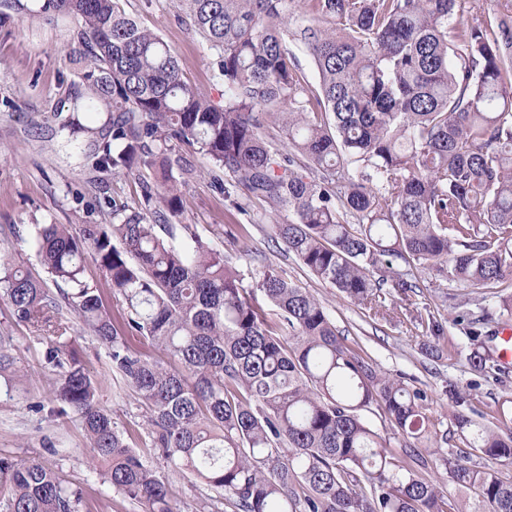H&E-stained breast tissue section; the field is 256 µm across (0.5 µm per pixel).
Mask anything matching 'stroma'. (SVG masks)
Wrapping results in <instances>:
<instances>
[{
    "label": "stroma",
    "mask_w": 512,
    "mask_h": 512,
    "mask_svg": "<svg viewBox=\"0 0 512 512\" xmlns=\"http://www.w3.org/2000/svg\"><path fill=\"white\" fill-rule=\"evenodd\" d=\"M43 0H16L0 16V256L39 281L50 294L58 286L41 264L34 246L38 224H107L112 204L142 210L141 183L153 180L154 171L139 166L125 175L95 170L91 153L106 127L110 113L98 105L94 114H75L76 98L90 93L86 68L78 54L77 19L41 12ZM137 24L159 34L179 60L184 80L214 102L224 100V82L217 55L194 33L181 0H120ZM173 172L186 200L176 217L174 246L199 235L223 251L225 259L252 286L260 271L277 274L305 288L324 304L337 329L377 370L403 375L428 395L429 413L447 431L445 449L456 454L466 446L451 415L464 412L474 419L512 427V378L497 380L474 373L467 361L472 342L457 325L455 304L469 299L489 309L494 321L484 342L498 349V331L512 316L500 309L501 297L512 294V282L497 288H467L431 269L415 270L417 287L409 304L387 297L389 321L370 319L362 306L341 297L314 277L283 246L272 242L268 227L291 220L289 212L276 213L264 202L244 200L236 210L214 181L201 154L182 145L171 154ZM440 324L433 335L425 317ZM81 356L103 377L101 402L120 428L132 430V447L161 474L170 475L181 512H198L208 491L190 477L170 474L152 448L147 410L120 377L110 371L107 349L74 322ZM0 332L13 338L26 375L14 381L11 394L0 395V454L16 457L48 455L64 479L83 489V512H141L138 504L114 492L90 467L89 444L81 420L74 415L53 420L33 411L48 402L56 375L47 365L45 347L34 340L24 324L16 322L9 306L0 301ZM444 346L442 358L429 357L426 346Z\"/></svg>",
    "instance_id": "stroma-1"
}]
</instances>
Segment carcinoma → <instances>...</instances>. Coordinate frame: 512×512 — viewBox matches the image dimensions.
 I'll use <instances>...</instances> for the list:
<instances>
[{
	"mask_svg": "<svg viewBox=\"0 0 512 512\" xmlns=\"http://www.w3.org/2000/svg\"><path fill=\"white\" fill-rule=\"evenodd\" d=\"M217 54L224 104L182 79L177 57L119 0H47L80 22L90 62L83 108L112 107L96 169H156L142 185L153 220L112 203L110 224H38L42 265L64 284L49 295L1 257L0 300L46 345L58 372L56 411L84 426L93 467L141 512H178L169 478L127 442L101 405V383L75 350L63 308L108 350L148 409L152 447L177 474L216 491L235 512H512V428L457 412L469 455L444 453L427 392L376 370L349 347L312 294L261 271L243 286L224 252L198 235L177 249L169 217L184 210L170 154L194 147L247 199L286 209L270 225L319 280L385 316L384 285L409 297L393 269L434 267L472 288L512 281V0L469 19L470 0H183ZM294 44L310 58V85ZM165 235H160L158 228ZM92 256L126 305L122 320L83 280ZM487 311L458 315L471 367L511 369L480 337ZM288 328V337L279 335ZM0 336V371L14 368ZM377 405L406 439L439 456L473 506L398 464L360 411ZM82 494L40 457L0 455V512H81Z\"/></svg>",
	"mask_w": 512,
	"mask_h": 512,
	"instance_id": "1",
	"label": "carcinoma"
}]
</instances>
